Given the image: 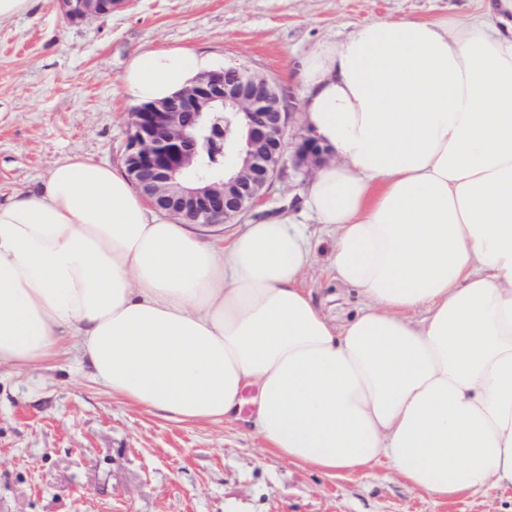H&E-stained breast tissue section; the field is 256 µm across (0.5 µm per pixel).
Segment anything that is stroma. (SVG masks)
<instances>
[{"mask_svg": "<svg viewBox=\"0 0 512 512\" xmlns=\"http://www.w3.org/2000/svg\"><path fill=\"white\" fill-rule=\"evenodd\" d=\"M495 0H132L107 18L71 24L56 0H33L0 22V202L37 190L65 156L122 167L132 99L120 77L139 49L182 46L217 64L270 75L299 103L298 72L324 41L382 18L433 20L485 13ZM307 177L277 178L233 224L199 228L229 238L245 225L300 212ZM302 278L331 319L360 297L329 268L331 239L313 233ZM0 512H512L488 489L439 502L387 466L329 476L264 449L237 424L178 422L133 407L66 354L36 368H0Z\"/></svg>", "mask_w": 512, "mask_h": 512, "instance_id": "1", "label": "stroma"}]
</instances>
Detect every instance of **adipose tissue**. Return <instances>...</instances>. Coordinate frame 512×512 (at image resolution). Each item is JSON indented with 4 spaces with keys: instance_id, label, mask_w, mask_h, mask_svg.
Returning <instances> with one entry per match:
<instances>
[{
    "instance_id": "obj_1",
    "label": "adipose tissue",
    "mask_w": 512,
    "mask_h": 512,
    "mask_svg": "<svg viewBox=\"0 0 512 512\" xmlns=\"http://www.w3.org/2000/svg\"><path fill=\"white\" fill-rule=\"evenodd\" d=\"M214 69L142 49L121 86L162 101ZM300 82L304 134L331 154L307 223L207 240L78 154L0 204V366L69 347L113 396L246 420L293 464L385 465L441 501L512 490V26L372 21L318 44ZM313 223L364 301L341 323L300 283Z\"/></svg>"
}]
</instances>
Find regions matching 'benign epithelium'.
Masks as SVG:
<instances>
[{
	"label": "benign epithelium",
	"mask_w": 512,
	"mask_h": 512,
	"mask_svg": "<svg viewBox=\"0 0 512 512\" xmlns=\"http://www.w3.org/2000/svg\"><path fill=\"white\" fill-rule=\"evenodd\" d=\"M131 0H59L67 19L112 15ZM292 117L269 76L239 65L205 73L170 100L130 112L124 165L158 210L187 224L215 226L259 204L286 170ZM330 154L306 140L293 168L306 176Z\"/></svg>",
	"instance_id": "benign-epithelium-1"
}]
</instances>
